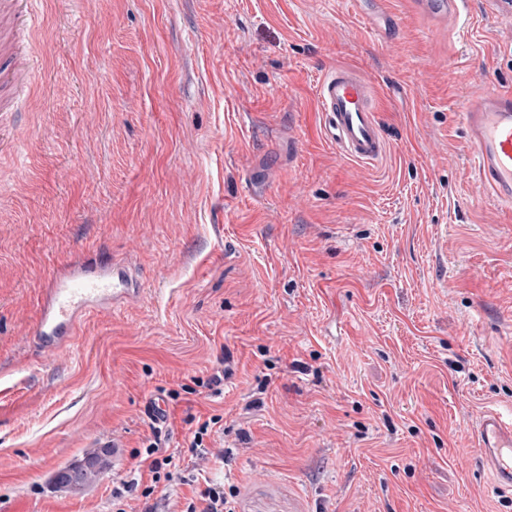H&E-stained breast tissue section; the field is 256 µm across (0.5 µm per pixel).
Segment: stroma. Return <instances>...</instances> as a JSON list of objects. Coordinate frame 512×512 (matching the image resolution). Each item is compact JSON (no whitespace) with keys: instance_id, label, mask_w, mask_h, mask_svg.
Here are the masks:
<instances>
[{"instance_id":"1","label":"stroma","mask_w":512,"mask_h":512,"mask_svg":"<svg viewBox=\"0 0 512 512\" xmlns=\"http://www.w3.org/2000/svg\"><path fill=\"white\" fill-rule=\"evenodd\" d=\"M352 0H41L29 95L0 127V512H112L153 435L188 464L189 416H219L203 480L235 512H512L477 452L512 404V208L470 176L459 118L512 88V4L465 29ZM371 82L386 156L337 155L317 86ZM128 260L145 292L47 360L27 333L70 261ZM181 392L166 422L146 398ZM120 450L73 494L55 471Z\"/></svg>"}]
</instances>
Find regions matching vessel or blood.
I'll list each match as a JSON object with an SVG mask.
<instances>
[{
	"label": "vessel or blood",
	"instance_id": "obj_1",
	"mask_svg": "<svg viewBox=\"0 0 512 512\" xmlns=\"http://www.w3.org/2000/svg\"><path fill=\"white\" fill-rule=\"evenodd\" d=\"M38 0H0V29L8 21L38 28ZM429 13L452 22L466 15L468 0H421ZM318 101L326 140L341 156L375 162L387 151L376 118L371 84L349 66L327 74ZM471 151L473 180L493 199L512 205V90L489 88L465 101L461 112ZM141 283L122 260L83 258L48 280L31 334L43 357L58 356L82 321L138 301ZM477 446L496 486L512 490V406L487 412L477 428Z\"/></svg>",
	"mask_w": 512,
	"mask_h": 512
}]
</instances>
